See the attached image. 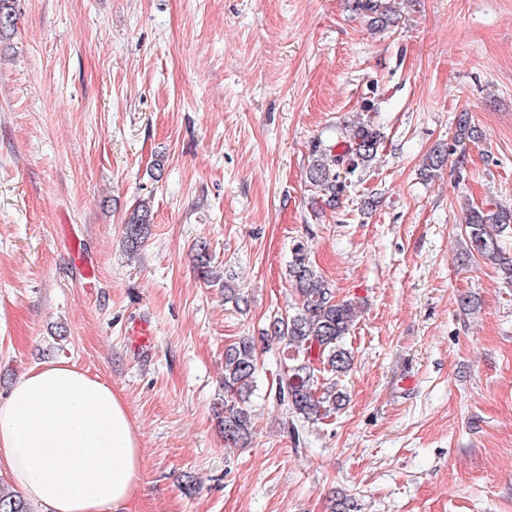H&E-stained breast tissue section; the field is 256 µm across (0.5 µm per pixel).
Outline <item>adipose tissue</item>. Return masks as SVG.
<instances>
[{
  "label": "adipose tissue",
  "mask_w": 512,
  "mask_h": 512,
  "mask_svg": "<svg viewBox=\"0 0 512 512\" xmlns=\"http://www.w3.org/2000/svg\"><path fill=\"white\" fill-rule=\"evenodd\" d=\"M0 468L45 512H126L141 491L143 453L123 398L75 363L53 361L0 400Z\"/></svg>",
  "instance_id": "1"
}]
</instances>
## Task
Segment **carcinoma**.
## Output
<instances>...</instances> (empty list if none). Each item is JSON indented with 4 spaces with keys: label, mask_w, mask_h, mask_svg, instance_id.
<instances>
[{
    "label": "carcinoma",
    "mask_w": 512,
    "mask_h": 512,
    "mask_svg": "<svg viewBox=\"0 0 512 512\" xmlns=\"http://www.w3.org/2000/svg\"><path fill=\"white\" fill-rule=\"evenodd\" d=\"M354 9L364 14L370 25L386 29L396 22L391 0H354ZM14 0H0V39L14 29ZM478 138L469 114L456 119L454 146ZM382 140L379 127L369 120L353 126L342 151L333 146L312 148L307 178L325 203L336 206L347 182L377 156ZM451 149L435 147L423 163L426 175L439 170ZM152 212L149 203L140 202L124 223V238L130 251H137L150 234ZM512 226V209L472 207L466 218L471 251L489 262L501 279L512 285V253L501 237ZM288 280L298 296L295 311L277 316L269 326L270 336L285 342L284 359L288 369L276 382L278 397L287 400L293 417L314 422L330 417L342 405L343 393L336 390V378L351 367L352 355L345 347L358 310L350 301H338L331 283L312 265L301 245L293 248L288 262ZM258 373L254 339L244 337L224 350V399L216 406L218 424L229 448L246 445L254 430L251 395ZM0 512H35L19 493L0 487Z\"/></svg>",
    "instance_id": "1"
}]
</instances>
